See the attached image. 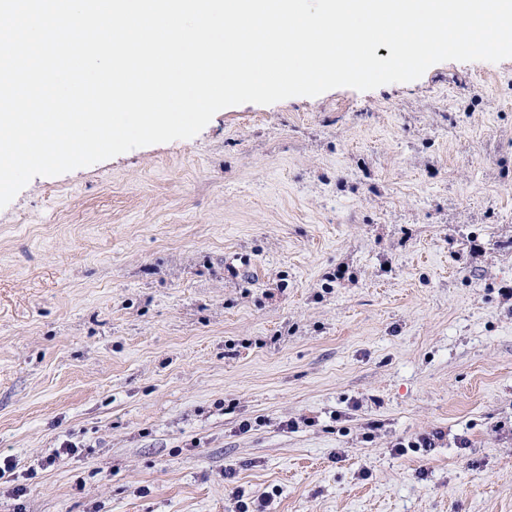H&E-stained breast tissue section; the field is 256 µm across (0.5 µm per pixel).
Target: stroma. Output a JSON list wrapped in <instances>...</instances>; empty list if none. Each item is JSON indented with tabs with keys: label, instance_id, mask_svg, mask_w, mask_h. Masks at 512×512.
<instances>
[{
	"label": "stroma",
	"instance_id": "35a3bbf8",
	"mask_svg": "<svg viewBox=\"0 0 512 512\" xmlns=\"http://www.w3.org/2000/svg\"><path fill=\"white\" fill-rule=\"evenodd\" d=\"M509 288L512 58L34 177L0 208V512H512Z\"/></svg>",
	"mask_w": 512,
	"mask_h": 512
}]
</instances>
